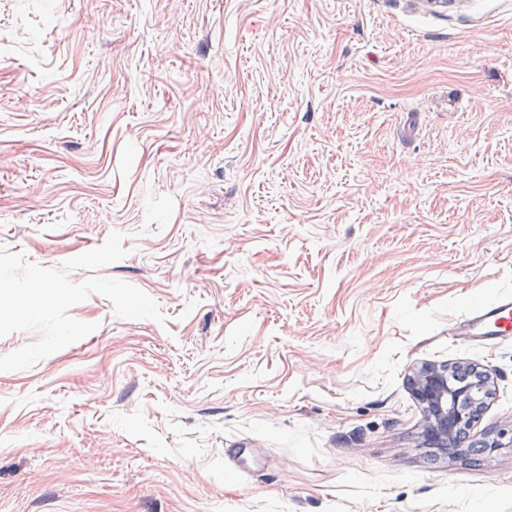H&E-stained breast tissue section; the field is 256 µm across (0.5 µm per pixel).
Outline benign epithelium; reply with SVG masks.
<instances>
[{
	"label": "benign epithelium",
	"instance_id": "benign-epithelium-1",
	"mask_svg": "<svg viewBox=\"0 0 512 512\" xmlns=\"http://www.w3.org/2000/svg\"><path fill=\"white\" fill-rule=\"evenodd\" d=\"M411 391L423 409L426 445L457 455L456 430L470 424L479 392L455 382L451 370L425 365L415 371Z\"/></svg>",
	"mask_w": 512,
	"mask_h": 512
}]
</instances>
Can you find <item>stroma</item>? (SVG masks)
I'll list each match as a JSON object with an SVG mask.
<instances>
[{"mask_svg":"<svg viewBox=\"0 0 512 512\" xmlns=\"http://www.w3.org/2000/svg\"><path fill=\"white\" fill-rule=\"evenodd\" d=\"M447 3L0 0V247L121 232L166 317L0 372V512H512V338L448 333L512 293V0ZM424 363L488 377L458 456Z\"/></svg>","mask_w":512,"mask_h":512,"instance_id":"stroma-1","label":"stroma"}]
</instances>
